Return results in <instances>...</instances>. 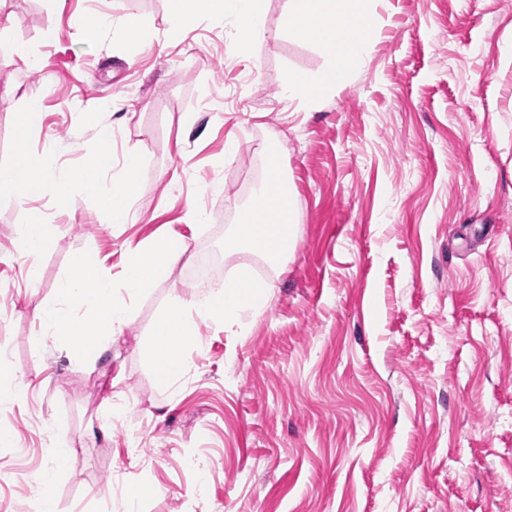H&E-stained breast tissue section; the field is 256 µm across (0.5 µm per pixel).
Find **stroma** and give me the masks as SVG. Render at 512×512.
<instances>
[{
    "mask_svg": "<svg viewBox=\"0 0 512 512\" xmlns=\"http://www.w3.org/2000/svg\"><path fill=\"white\" fill-rule=\"evenodd\" d=\"M286 5L265 0L252 59L225 20L172 37L169 0L0 9V164L23 148L66 181L0 201V370L16 388L0 512H35L49 471L57 512H125L134 485L150 489L139 512H512V0H376L369 56L315 103L281 95L324 61L284 29ZM91 10L152 35L86 40ZM105 126L115 161L91 186L79 174ZM130 151L135 219L113 224L100 201ZM273 160L300 220L283 272L226 243ZM33 209L53 236L34 262L19 237ZM167 235L183 258L128 296V253ZM87 253L131 309L91 357L35 318ZM204 257L270 301L230 329L200 321L165 393L154 325L198 295Z\"/></svg>",
    "mask_w": 512,
    "mask_h": 512,
    "instance_id": "obj_1",
    "label": "stroma"
}]
</instances>
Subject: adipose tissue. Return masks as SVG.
Here are the masks:
<instances>
[{"instance_id": "obj_1", "label": "adipose tissue", "mask_w": 512, "mask_h": 512, "mask_svg": "<svg viewBox=\"0 0 512 512\" xmlns=\"http://www.w3.org/2000/svg\"><path fill=\"white\" fill-rule=\"evenodd\" d=\"M210 14L231 17L238 31L236 51L252 55L265 42L269 29L264 0H170L171 29L176 33L192 30L201 16ZM286 19L293 34L314 42L325 56L324 66L313 76L287 75L283 93L291 99L315 102L337 87L346 85L356 67L367 57L375 28L374 0H288ZM28 168L40 180L31 192L41 195L60 192L61 181L52 179L44 163L28 152H20L13 163L0 166V198L21 196L19 171ZM140 167L135 153L124 157L122 178L114 180L103 198L111 223H128L132 216L130 199L134 193L133 177ZM281 179L265 178L260 192L245 208L237 227V238L251 252L281 264L296 237L295 206L281 207L278 195ZM184 253L180 239L170 237L152 243L129 255L123 273L128 295L146 293L160 273ZM58 302L43 307L38 315L41 324L53 335L67 338L79 352L91 356L111 345L131 320L129 306L116 297L115 291L100 269L94 254L80 257L71 276L60 290ZM93 303L99 314L87 329H80L74 314L75 304ZM267 303L263 285L244 279L229 278L223 288L201 294L193 303V315H186L182 305H175L158 321L152 337L153 359L159 366V383L170 390L174 376L173 356L197 334V319L230 324L245 309L262 310Z\"/></svg>"}]
</instances>
